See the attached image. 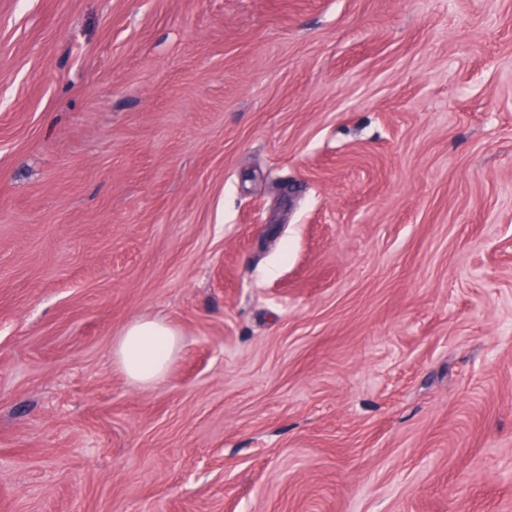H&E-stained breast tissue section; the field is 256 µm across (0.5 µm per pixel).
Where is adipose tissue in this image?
I'll return each mask as SVG.
<instances>
[{
  "mask_svg": "<svg viewBox=\"0 0 512 512\" xmlns=\"http://www.w3.org/2000/svg\"><path fill=\"white\" fill-rule=\"evenodd\" d=\"M179 348L177 331L164 321L136 320L116 336L113 354L119 371L144 386L165 374Z\"/></svg>",
  "mask_w": 512,
  "mask_h": 512,
  "instance_id": "ef3b65f1",
  "label": "adipose tissue"
}]
</instances>
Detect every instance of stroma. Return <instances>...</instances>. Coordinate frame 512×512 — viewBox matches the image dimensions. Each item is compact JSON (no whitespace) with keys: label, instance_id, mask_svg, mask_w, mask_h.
<instances>
[{"label":"stroma","instance_id":"35a3bbf8","mask_svg":"<svg viewBox=\"0 0 512 512\" xmlns=\"http://www.w3.org/2000/svg\"><path fill=\"white\" fill-rule=\"evenodd\" d=\"M0 512H512V0H0ZM180 342L177 331L164 321L136 320L114 340L115 363L129 381L150 385L165 374Z\"/></svg>","mask_w":512,"mask_h":512}]
</instances>
